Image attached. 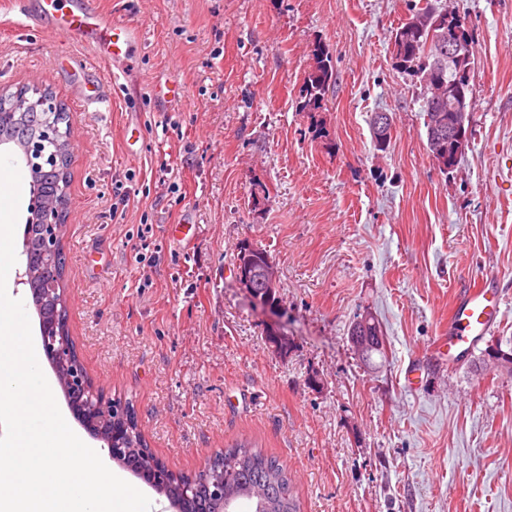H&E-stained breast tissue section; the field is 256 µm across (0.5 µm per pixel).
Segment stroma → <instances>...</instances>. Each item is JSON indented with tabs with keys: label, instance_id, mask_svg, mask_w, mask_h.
Here are the masks:
<instances>
[{
	"label": "stroma",
	"instance_id": "1",
	"mask_svg": "<svg viewBox=\"0 0 512 512\" xmlns=\"http://www.w3.org/2000/svg\"><path fill=\"white\" fill-rule=\"evenodd\" d=\"M101 4L145 32L118 78L0 0V86H49L74 116L93 84L111 97L71 126L63 238L70 336L95 386L132 404L171 471L257 443L301 512H512V375L488 355L512 352V0ZM428 4L466 20L473 58L469 142L448 170L392 49ZM318 43L333 79L323 109L302 112ZM172 80L173 108L159 93ZM246 244L277 268L273 309L236 281ZM486 275L499 321L464 358L431 355L456 293ZM365 314L384 340L370 365L349 337ZM275 325L288 355L268 342Z\"/></svg>",
	"mask_w": 512,
	"mask_h": 512
}]
</instances>
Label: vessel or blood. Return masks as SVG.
I'll return each mask as SVG.
<instances>
[{
  "mask_svg": "<svg viewBox=\"0 0 512 512\" xmlns=\"http://www.w3.org/2000/svg\"><path fill=\"white\" fill-rule=\"evenodd\" d=\"M27 21L57 37H76L89 44L96 58L113 67L131 59L141 48L145 34L138 25L116 19L96 0H39ZM503 298L492 278L485 277L464 290L454 303L448 335L440 339L449 358L455 359L485 336L502 311Z\"/></svg>",
  "mask_w": 512,
  "mask_h": 512,
  "instance_id": "obj_1",
  "label": "vessel or blood"
}]
</instances>
